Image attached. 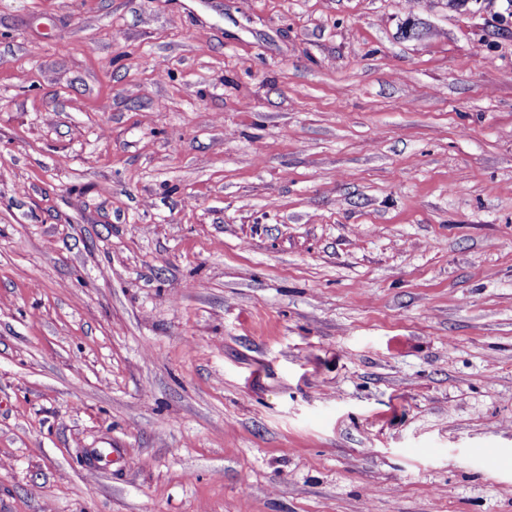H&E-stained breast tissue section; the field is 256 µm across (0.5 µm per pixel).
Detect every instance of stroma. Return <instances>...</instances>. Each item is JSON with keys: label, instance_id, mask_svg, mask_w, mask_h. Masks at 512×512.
Here are the masks:
<instances>
[{"label": "stroma", "instance_id": "stroma-1", "mask_svg": "<svg viewBox=\"0 0 512 512\" xmlns=\"http://www.w3.org/2000/svg\"><path fill=\"white\" fill-rule=\"evenodd\" d=\"M0 512H512V0H0Z\"/></svg>", "mask_w": 512, "mask_h": 512}]
</instances>
